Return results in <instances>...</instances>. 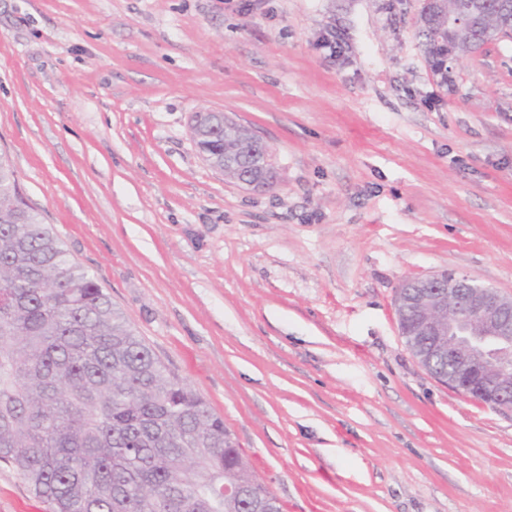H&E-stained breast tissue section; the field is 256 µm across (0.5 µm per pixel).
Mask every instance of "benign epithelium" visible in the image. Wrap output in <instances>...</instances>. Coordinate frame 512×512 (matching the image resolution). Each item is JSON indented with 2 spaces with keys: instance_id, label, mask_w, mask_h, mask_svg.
I'll return each mask as SVG.
<instances>
[{
  "instance_id": "7a95c632",
  "label": "benign epithelium",
  "mask_w": 512,
  "mask_h": 512,
  "mask_svg": "<svg viewBox=\"0 0 512 512\" xmlns=\"http://www.w3.org/2000/svg\"><path fill=\"white\" fill-rule=\"evenodd\" d=\"M478 28L483 44L512 36V0H501L496 22L479 11L448 12V35L462 22ZM236 154H203L214 169L254 189L276 180L271 149L249 132L224 119ZM396 309L408 310L414 322H399L401 335L426 369L448 359L441 382L491 408L512 412V296L476 284L464 275L439 273L401 284Z\"/></svg>"
}]
</instances>
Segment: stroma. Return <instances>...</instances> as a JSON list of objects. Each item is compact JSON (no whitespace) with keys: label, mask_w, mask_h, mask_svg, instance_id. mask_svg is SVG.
<instances>
[{"label":"stroma","mask_w":512,"mask_h":512,"mask_svg":"<svg viewBox=\"0 0 512 512\" xmlns=\"http://www.w3.org/2000/svg\"><path fill=\"white\" fill-rule=\"evenodd\" d=\"M421 5L0 0L24 198L284 512H512V412L425 370L394 306L446 269L512 295V39L442 85ZM206 110L272 148L274 185L202 159ZM30 507L0 466V512Z\"/></svg>","instance_id":"35a3bbf8"}]
</instances>
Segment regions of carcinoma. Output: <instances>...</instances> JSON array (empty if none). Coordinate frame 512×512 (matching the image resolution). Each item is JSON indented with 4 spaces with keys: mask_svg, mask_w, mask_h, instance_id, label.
I'll use <instances>...</instances> for the list:
<instances>
[{
    "mask_svg": "<svg viewBox=\"0 0 512 512\" xmlns=\"http://www.w3.org/2000/svg\"><path fill=\"white\" fill-rule=\"evenodd\" d=\"M416 36L443 83L448 8ZM0 463L51 512H283L224 420L171 375L0 156ZM242 494L224 499V483Z\"/></svg>",
    "mask_w": 512,
    "mask_h": 512,
    "instance_id": "cac0c4a2",
    "label": "carcinoma"
}]
</instances>
